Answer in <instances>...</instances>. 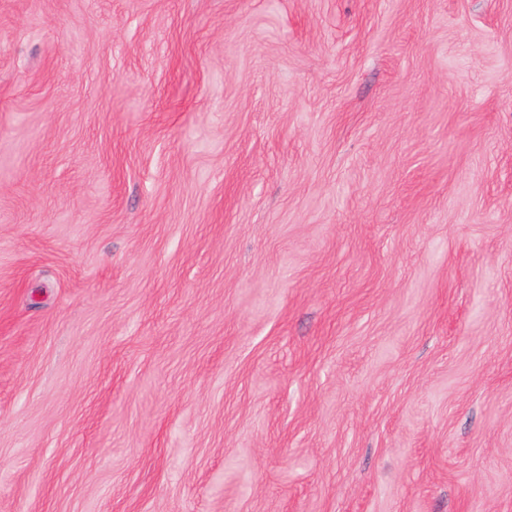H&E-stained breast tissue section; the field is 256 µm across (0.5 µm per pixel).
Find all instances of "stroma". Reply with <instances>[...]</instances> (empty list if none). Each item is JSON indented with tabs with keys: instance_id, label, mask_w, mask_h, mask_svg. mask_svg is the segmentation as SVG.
<instances>
[{
	"instance_id": "35a3bbf8",
	"label": "stroma",
	"mask_w": 512,
	"mask_h": 512,
	"mask_svg": "<svg viewBox=\"0 0 512 512\" xmlns=\"http://www.w3.org/2000/svg\"><path fill=\"white\" fill-rule=\"evenodd\" d=\"M0 512H512V0H0Z\"/></svg>"
}]
</instances>
